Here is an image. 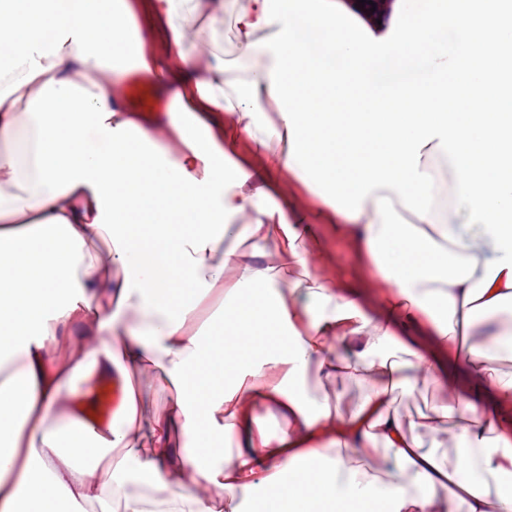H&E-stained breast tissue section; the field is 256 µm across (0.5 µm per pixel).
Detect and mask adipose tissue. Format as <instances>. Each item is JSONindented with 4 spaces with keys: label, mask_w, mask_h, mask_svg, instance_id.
I'll return each mask as SVG.
<instances>
[{
    "label": "adipose tissue",
    "mask_w": 512,
    "mask_h": 512,
    "mask_svg": "<svg viewBox=\"0 0 512 512\" xmlns=\"http://www.w3.org/2000/svg\"><path fill=\"white\" fill-rule=\"evenodd\" d=\"M187 5L224 0H0V143L18 151L0 156V353L20 361L0 385V512H239L258 488L269 512H433L439 489L448 512H512V375L492 373L512 354L492 317L512 303V0H249L233 77L218 55L198 67L207 29L172 24ZM137 20L169 29L165 54L138 45L172 103L150 122L101 75ZM284 176L312 206L282 200ZM334 222L386 284L377 303L311 278L301 245ZM154 366L171 398L144 429ZM313 367L363 380L360 405L311 404ZM420 375L441 397L402 422L393 393ZM113 377L118 413L90 422L79 383ZM419 430L449 432L454 464ZM379 442L412 481L367 467Z\"/></svg>",
    "instance_id": "obj_1"
}]
</instances>
